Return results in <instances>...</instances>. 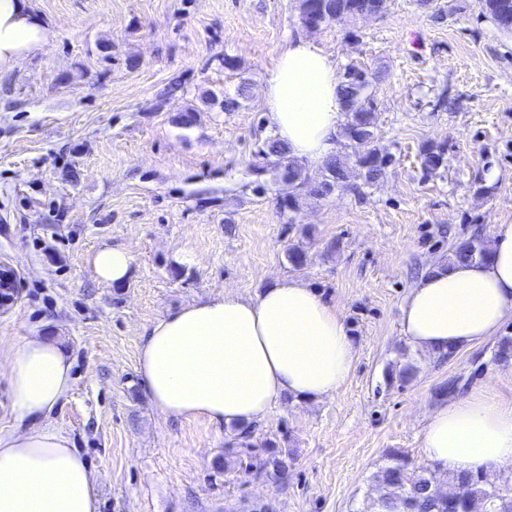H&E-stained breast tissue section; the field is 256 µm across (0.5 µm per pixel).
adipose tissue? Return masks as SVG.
Instances as JSON below:
<instances>
[{
  "mask_svg": "<svg viewBox=\"0 0 512 512\" xmlns=\"http://www.w3.org/2000/svg\"><path fill=\"white\" fill-rule=\"evenodd\" d=\"M47 40L31 0H0V72ZM337 86L335 60L291 37L264 91L267 122L289 156L320 166L335 155L343 122ZM131 264L121 246L91 258L95 276L115 286L128 281ZM510 323L512 224L496 226L486 261L435 264L401 305L407 343L435 354L485 343ZM356 358L336 307L304 281L281 278L249 298L227 291L160 317L142 334L138 373L161 416L242 429L283 398L335 395ZM0 375L17 421L0 435V512H98L99 473L49 419L72 388V362L59 342L29 337L9 351ZM422 452L450 474L512 464V403L485 389L441 402L427 418Z\"/></svg>",
  "mask_w": 512,
  "mask_h": 512,
  "instance_id": "obj_1",
  "label": "adipose tissue"
}]
</instances>
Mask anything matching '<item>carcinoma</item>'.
Returning a JSON list of instances; mask_svg holds the SVG:
<instances>
[{"label":"carcinoma","mask_w":512,"mask_h":512,"mask_svg":"<svg viewBox=\"0 0 512 512\" xmlns=\"http://www.w3.org/2000/svg\"><path fill=\"white\" fill-rule=\"evenodd\" d=\"M384 0H299L298 10L301 23L308 29H317L322 24L345 15H362L364 12H378ZM483 6L495 24L505 32L512 31V0H483ZM339 94L348 121L345 127L347 137L361 147L357 163L364 170L365 184L380 178L395 162V156L374 144V99L371 77L368 71L356 64L345 67L338 82ZM287 156L286 147L276 138L265 139L255 152V160L248 165L254 190H266L267 175L274 166L271 158ZM423 170L428 175L436 174L446 166L445 149L429 146L420 155ZM282 178L292 186L304 184L308 177L296 161L290 160L284 166ZM351 189L360 193L348 183V159L336 154L319 170L314 179V193L324 197L336 189ZM489 250L480 236L474 234L458 242L448 256V264L455 262L482 261ZM236 447L244 449L262 448L266 458L260 469L273 480H281L288 471L287 462L280 457L276 442L265 439L259 443L252 440L251 431L239 433ZM380 495L370 505L369 512H448V498L435 482L424 472L409 471L401 454L392 453V464L377 475ZM448 483L460 493V504L469 499L480 502L485 512H512V487L497 488L489 485L480 472L458 473L448 477Z\"/></svg>","instance_id":"carcinoma-1"}]
</instances>
